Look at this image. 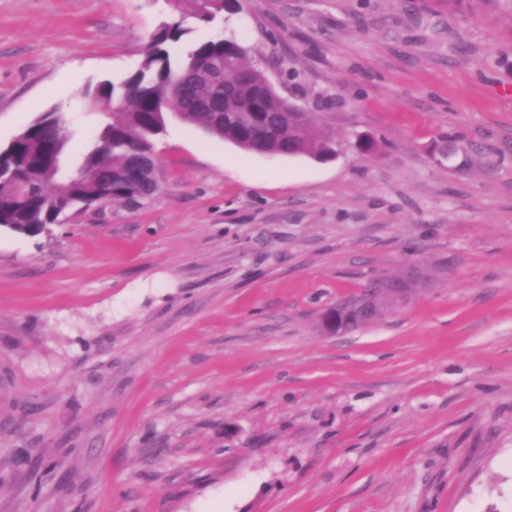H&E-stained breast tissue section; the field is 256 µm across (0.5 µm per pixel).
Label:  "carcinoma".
<instances>
[{
  "instance_id": "1",
  "label": "carcinoma",
  "mask_w": 512,
  "mask_h": 512,
  "mask_svg": "<svg viewBox=\"0 0 512 512\" xmlns=\"http://www.w3.org/2000/svg\"><path fill=\"white\" fill-rule=\"evenodd\" d=\"M197 18L211 24L233 11L239 0H192ZM189 30L179 21L161 25L136 72L114 82L106 79L82 91L85 106L102 110L106 122L89 146L80 167L103 162L112 166V183L104 188L90 180L53 182L47 172L52 157L68 142L55 135L60 107L38 115L5 148L0 149V230L38 235L64 222L73 210L96 205L105 194L118 204L135 206L157 192L159 180L130 179L143 160L155 164L154 140L172 113L185 124L223 138L256 155L244 125L270 123L289 133L263 145L288 156L322 157L331 137L311 130V115L270 90L261 99L245 91L266 82L265 73L246 61L248 50L233 38L214 37L191 43L182 54L170 51Z\"/></svg>"
}]
</instances>
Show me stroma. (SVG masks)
I'll list each match as a JSON object with an SVG mask.
<instances>
[{
    "instance_id": "1",
    "label": "stroma",
    "mask_w": 512,
    "mask_h": 512,
    "mask_svg": "<svg viewBox=\"0 0 512 512\" xmlns=\"http://www.w3.org/2000/svg\"><path fill=\"white\" fill-rule=\"evenodd\" d=\"M173 15L0 0V147L58 106L81 158V90ZM184 25L245 46L335 154L172 119L151 199L0 231V512H512V11L240 0ZM410 269L372 323L316 330Z\"/></svg>"
}]
</instances>
